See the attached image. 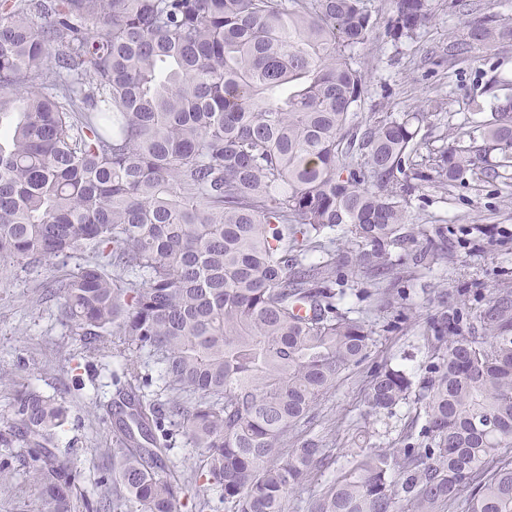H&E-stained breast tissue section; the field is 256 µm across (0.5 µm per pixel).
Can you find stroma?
Returning <instances> with one entry per match:
<instances>
[{
  "instance_id": "35a3bbf8",
  "label": "stroma",
  "mask_w": 512,
  "mask_h": 512,
  "mask_svg": "<svg viewBox=\"0 0 512 512\" xmlns=\"http://www.w3.org/2000/svg\"><path fill=\"white\" fill-rule=\"evenodd\" d=\"M364 4L376 27L360 49L370 68L365 99L354 122L364 128L376 118L424 107L429 118L410 162L429 169L447 148L449 137L469 145L470 132L489 119V112L473 110L472 101L489 79L512 80V42L492 53L474 49L448 56V45L463 36L464 18L449 11L448 0H436L431 24L414 41L396 44L384 35L390 0ZM409 211L413 223L424 228L448 226L445 254L426 268L404 260L395 276L401 295L392 304L384 295V284L362 273L354 276L340 307L369 324L373 345L366 361L344 371L310 422L300 427L299 439L323 441L334 453L336 466L317 472L289 493L285 512H305L310 494L328 486L360 438L380 448L420 443L425 420L420 402L409 401L390 415L365 416L363 396L372 371L389 365L420 380L433 360L429 324L441 310L440 292L465 302L473 317L502 284L512 285V196L500 181L474 179L447 188L419 181ZM45 275L42 269L15 267L0 276V366L12 369L18 384L66 403L69 416L58 432L57 445L63 449L75 442L83 448L80 486L94 497L99 493L100 451L110 442V427L100 421L97 406L112 399V375L121 370L123 360L86 356L83 337L61 322L55 303L41 299L37 284ZM30 463L28 449H14V489L0 494V512H23L33 492L26 478Z\"/></svg>"
}]
</instances>
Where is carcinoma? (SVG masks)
<instances>
[{
    "label": "carcinoma",
    "mask_w": 512,
    "mask_h": 512,
    "mask_svg": "<svg viewBox=\"0 0 512 512\" xmlns=\"http://www.w3.org/2000/svg\"><path fill=\"white\" fill-rule=\"evenodd\" d=\"M433 19L432 0H394L395 43ZM453 45L496 51L512 24L465 22ZM374 30L363 0H0V270L47 266L41 294L113 375L115 434L107 512H180L190 483L216 486L233 512H285L288 492L335 464L288 436L373 344L339 309L341 270L391 274L393 251L442 258L439 226L418 244L412 181L442 187L492 175L512 185V94L451 144L431 171L406 167L421 109L352 124ZM355 248L329 250L331 232ZM85 254L67 269V259ZM437 362L413 389L384 366L363 403L390 414L415 396L425 444L361 445L313 492L306 512H512V287L464 323L430 325ZM163 365L160 384L139 371ZM0 447L33 454L27 512H98L80 488L81 448L56 447L66 409L16 385ZM202 456L164 464L173 432Z\"/></svg>",
    "instance_id": "1"
}]
</instances>
